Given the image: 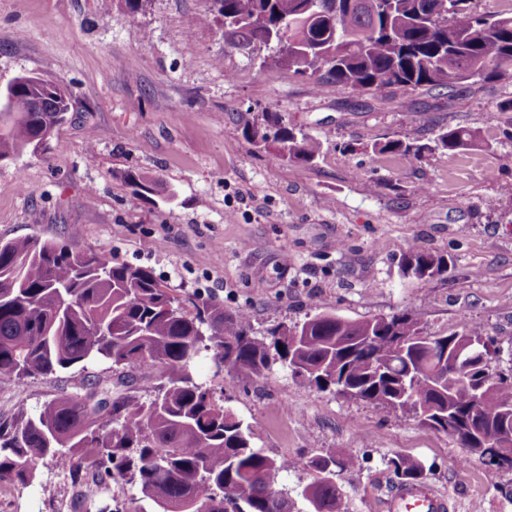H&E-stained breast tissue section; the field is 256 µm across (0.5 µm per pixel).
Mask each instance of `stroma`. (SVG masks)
Wrapping results in <instances>:
<instances>
[{"mask_svg": "<svg viewBox=\"0 0 512 512\" xmlns=\"http://www.w3.org/2000/svg\"><path fill=\"white\" fill-rule=\"evenodd\" d=\"M210 0H0V87L28 74L67 88L73 108L46 151L0 161V239L63 238L117 263L144 266L180 302L200 296L243 310L256 335L329 309L349 320L407 312L428 335L481 325L512 370V127L497 105L508 78L447 91L387 90L381 99L313 89L265 46L224 44L221 18L200 23ZM317 139L309 163L256 145L266 114ZM477 133L459 151L421 158L380 153L389 140L429 141L439 126ZM158 180L134 195L125 171ZM448 260L443 276H404L412 246ZM195 376L223 393L272 457L357 454L361 471L338 481L346 512H388L394 455L419 459L449 512H512V472L479 459L414 415L302 384L274 365L257 376L217 369ZM107 361L18 385L0 378V420L34 412L81 378L110 375ZM56 489L43 500L39 486ZM69 481L45 465L39 481L0 493V512H80Z\"/></svg>", "mask_w": 512, "mask_h": 512, "instance_id": "1", "label": "stroma"}]
</instances>
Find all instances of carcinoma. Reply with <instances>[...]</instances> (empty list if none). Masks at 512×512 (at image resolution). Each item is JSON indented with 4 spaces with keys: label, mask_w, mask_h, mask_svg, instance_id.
<instances>
[{
    "label": "carcinoma",
    "mask_w": 512,
    "mask_h": 512,
    "mask_svg": "<svg viewBox=\"0 0 512 512\" xmlns=\"http://www.w3.org/2000/svg\"><path fill=\"white\" fill-rule=\"evenodd\" d=\"M324 0H212L223 17L224 43L268 44L269 31L288 20V52L281 66L306 75L314 88L378 97L388 88L429 93L469 80L512 78V9L480 14L472 0H352L332 21L321 12ZM12 80L0 98V161L53 133L70 111L68 91L36 94ZM266 132L283 158L311 162L320 145L313 138L265 117ZM465 127L441 128L433 143L388 141L381 152L420 157L436 149L457 151L475 140ZM133 193L150 198L157 181L137 170L124 175ZM79 231L65 239L32 237L0 240V377L19 384L51 376L95 359L122 371L82 380L75 391L45 402L38 412L20 411L0 422V489L27 487L38 466L50 462L76 488L138 486L153 512H294V500L280 485L283 473L298 466L254 448L250 430L230 409L214 402L189 364L209 352L219 366L264 374L277 362L321 391L338 384L378 407L408 410L413 397L433 410L421 420L434 427L449 413L458 430L479 425L490 433L512 411V373H494L471 344L463 358L471 364L467 382L444 379L423 343L402 353L400 336H423L408 313L366 321L322 310L264 336L251 329L245 311L227 312L211 299L176 303L170 289L147 268L112 262L78 246ZM444 256L415 246L403 256L401 271L418 280L447 271ZM484 336L474 324L444 337L449 353L461 342ZM382 362L383 369L369 362ZM154 377L153 394L135 383ZM313 473L300 490L308 512H343L337 480L361 469L354 454L306 457ZM400 485L424 482V465L395 455L388 460Z\"/></svg>",
    "instance_id": "obj_1"
}]
</instances>
